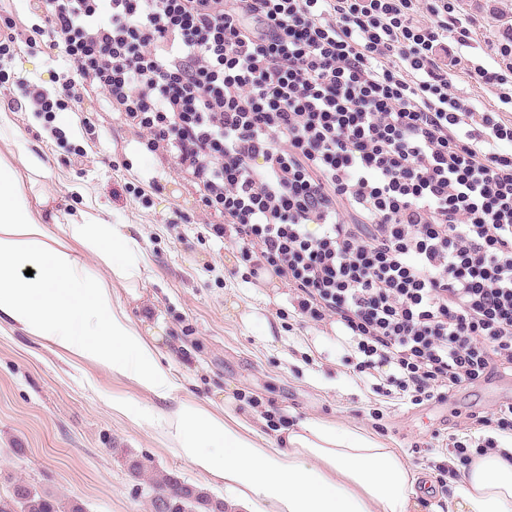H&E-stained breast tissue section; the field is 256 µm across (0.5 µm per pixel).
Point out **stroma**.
<instances>
[{
	"label": "stroma",
	"instance_id": "stroma-1",
	"mask_svg": "<svg viewBox=\"0 0 512 512\" xmlns=\"http://www.w3.org/2000/svg\"><path fill=\"white\" fill-rule=\"evenodd\" d=\"M448 3L454 16L474 22L470 39L454 48L461 60L453 85L478 107L496 104L469 68L491 65L492 45L512 32V0ZM70 67L60 49L21 41L13 57L0 60V80L12 87L22 77L57 99ZM11 119L27 150L44 163L42 184L66 214H102L110 223L132 225L145 253V276L133 290L114 284L112 301L135 321L149 311L162 317L158 360L178 388L171 399H158L131 379L0 328V496L21 479L78 500L84 512H149L148 487L126 466L134 456L224 498L223 481L199 472L166 435L164 418L182 397L214 412L233 406L270 439L303 421L373 435L431 482L424 512H448L455 482L439 468L449 460V435L505 442V433L491 427L465 430L461 416L488 417L511 402L506 375L415 405L354 374L355 355L334 328L304 324L286 288L254 285L237 273L231 247L207 231L194 191L118 124L102 95L56 112L50 122L30 108ZM87 120L96 126L95 139L85 133ZM117 159L124 162L118 169ZM175 209L188 216L176 230L167 222ZM116 402L126 412L114 411Z\"/></svg>",
	"mask_w": 512,
	"mask_h": 512
}]
</instances>
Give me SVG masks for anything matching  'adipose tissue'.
<instances>
[{"mask_svg": "<svg viewBox=\"0 0 512 512\" xmlns=\"http://www.w3.org/2000/svg\"><path fill=\"white\" fill-rule=\"evenodd\" d=\"M0 157V324L59 351L133 379L154 396L175 385L156 358L159 334L112 303V284L143 277V253L129 225L93 217L50 230L53 199L38 185L45 168L26 149ZM96 257L90 270L87 257ZM33 277H20L25 268ZM167 435L199 470L233 495L225 512H420L417 472L383 444L314 422L272 444L243 417L186 398L166 417ZM224 448L223 460L209 452ZM452 512H512V441L474 457L450 500Z\"/></svg>", "mask_w": 512, "mask_h": 512, "instance_id": "ef3b65f1", "label": "adipose tissue"}]
</instances>
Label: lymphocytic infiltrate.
Instances as JSON below:
<instances>
[{"mask_svg":"<svg viewBox=\"0 0 512 512\" xmlns=\"http://www.w3.org/2000/svg\"><path fill=\"white\" fill-rule=\"evenodd\" d=\"M73 63L46 117L100 92L172 161L247 280L339 325L412 403L512 371V119L456 92L448 0H28Z\"/></svg>","mask_w":512,"mask_h":512,"instance_id":"lymphocytic-infiltrate-1","label":"lymphocytic infiltrate"}]
</instances>
